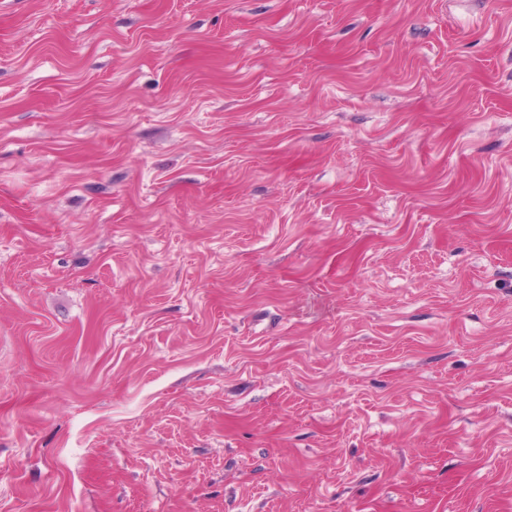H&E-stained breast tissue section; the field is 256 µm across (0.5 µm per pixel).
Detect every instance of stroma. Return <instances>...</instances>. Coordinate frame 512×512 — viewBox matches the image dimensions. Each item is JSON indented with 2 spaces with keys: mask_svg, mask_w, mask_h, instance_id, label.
<instances>
[{
  "mask_svg": "<svg viewBox=\"0 0 512 512\" xmlns=\"http://www.w3.org/2000/svg\"><path fill=\"white\" fill-rule=\"evenodd\" d=\"M0 512H512V0H0Z\"/></svg>",
  "mask_w": 512,
  "mask_h": 512,
  "instance_id": "35a3bbf8",
  "label": "stroma"
}]
</instances>
